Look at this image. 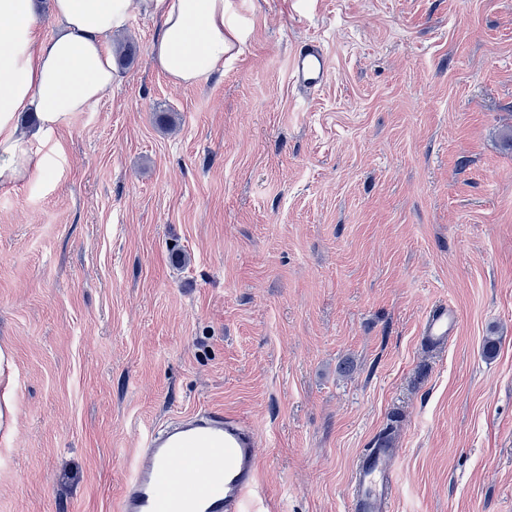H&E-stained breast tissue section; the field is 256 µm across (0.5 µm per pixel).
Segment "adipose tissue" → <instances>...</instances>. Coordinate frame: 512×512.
Returning a JSON list of instances; mask_svg holds the SVG:
<instances>
[{
  "mask_svg": "<svg viewBox=\"0 0 512 512\" xmlns=\"http://www.w3.org/2000/svg\"><path fill=\"white\" fill-rule=\"evenodd\" d=\"M227 0H52L53 33L39 37L35 0H0V179L32 172L31 135L19 128L34 113L51 130L94 107L116 76L108 42L135 15L159 19L157 67L192 87L236 47L226 30Z\"/></svg>",
  "mask_w": 512,
  "mask_h": 512,
  "instance_id": "obj_1",
  "label": "adipose tissue"
}]
</instances>
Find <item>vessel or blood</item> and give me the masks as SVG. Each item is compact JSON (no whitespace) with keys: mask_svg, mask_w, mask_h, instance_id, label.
I'll return each instance as SVG.
<instances>
[{"mask_svg":"<svg viewBox=\"0 0 512 512\" xmlns=\"http://www.w3.org/2000/svg\"><path fill=\"white\" fill-rule=\"evenodd\" d=\"M292 82L314 92L329 77L320 44L298 46L289 64ZM454 308L424 318L423 341L445 347L457 328ZM396 443L379 439L354 468L350 512H391L399 492L392 464ZM258 485V450L249 429L216 410L148 429L114 512H247Z\"/></svg>","mask_w":512,"mask_h":512,"instance_id":"1","label":"vessel or blood"}]
</instances>
